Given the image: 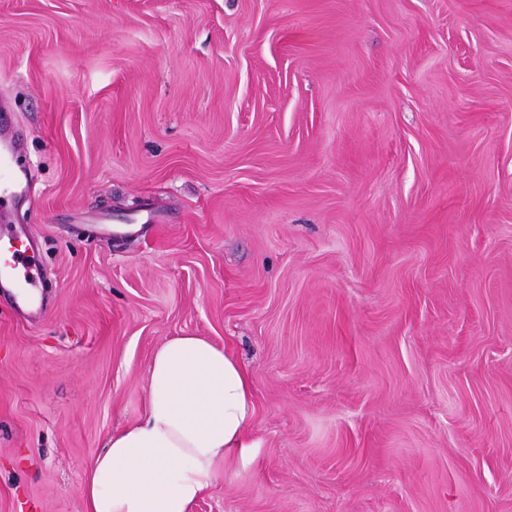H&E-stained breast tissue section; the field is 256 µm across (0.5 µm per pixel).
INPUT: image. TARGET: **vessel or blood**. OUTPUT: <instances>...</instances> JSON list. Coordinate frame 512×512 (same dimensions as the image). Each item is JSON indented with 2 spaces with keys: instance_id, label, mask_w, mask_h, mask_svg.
<instances>
[{
  "instance_id": "obj_1",
  "label": "vessel or blood",
  "mask_w": 512,
  "mask_h": 512,
  "mask_svg": "<svg viewBox=\"0 0 512 512\" xmlns=\"http://www.w3.org/2000/svg\"><path fill=\"white\" fill-rule=\"evenodd\" d=\"M24 138L7 109H0V288L12 289L18 302L31 304L42 288L39 270L28 265L16 243L23 234L10 220V212L26 194L18 172Z\"/></svg>"
}]
</instances>
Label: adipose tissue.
<instances>
[{
	"mask_svg": "<svg viewBox=\"0 0 512 512\" xmlns=\"http://www.w3.org/2000/svg\"><path fill=\"white\" fill-rule=\"evenodd\" d=\"M255 416L251 376L230 349L168 338L152 355L141 418L114 430L90 464L84 512H193L216 471L257 461Z\"/></svg>",
	"mask_w": 512,
	"mask_h": 512,
	"instance_id": "ef3b65f1",
	"label": "adipose tissue"
}]
</instances>
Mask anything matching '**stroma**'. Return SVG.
I'll use <instances>...</instances> for the list:
<instances>
[{"mask_svg": "<svg viewBox=\"0 0 512 512\" xmlns=\"http://www.w3.org/2000/svg\"><path fill=\"white\" fill-rule=\"evenodd\" d=\"M0 100L45 283L0 296V512H83L181 334L263 445L194 512H512V0H0ZM97 224L100 225V231L102 232H112V235L108 238H112L113 240H119L121 238L139 233L141 231H146L148 226L143 224H113L112 225V217L110 215H101L98 216L95 220Z\"/></svg>", "mask_w": 512, "mask_h": 512, "instance_id": "obj_1", "label": "stroma"}]
</instances>
